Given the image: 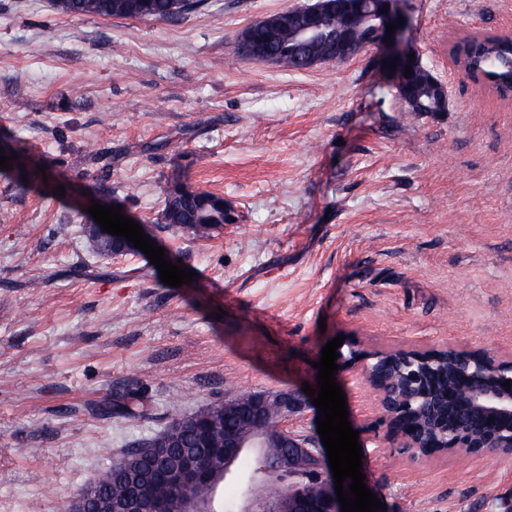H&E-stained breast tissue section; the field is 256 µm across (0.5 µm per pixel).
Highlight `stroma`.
<instances>
[{
	"mask_svg": "<svg viewBox=\"0 0 512 512\" xmlns=\"http://www.w3.org/2000/svg\"><path fill=\"white\" fill-rule=\"evenodd\" d=\"M302 2L203 0L140 20L0 0V143L68 180L19 196L0 177V512H57L175 412L233 390L301 392L339 335L512 353V93L452 56L468 36L512 37V0H400L442 113L408 111L376 48L304 70L238 53L242 30ZM89 142L110 168L85 160ZM175 177L224 199L214 237L159 234L197 287L164 285L139 253H88L85 185L141 223ZM336 380L386 512L512 500V459L412 458L364 380ZM129 391L147 417L97 415Z\"/></svg>",
	"mask_w": 512,
	"mask_h": 512,
	"instance_id": "stroma-1",
	"label": "stroma"
}]
</instances>
